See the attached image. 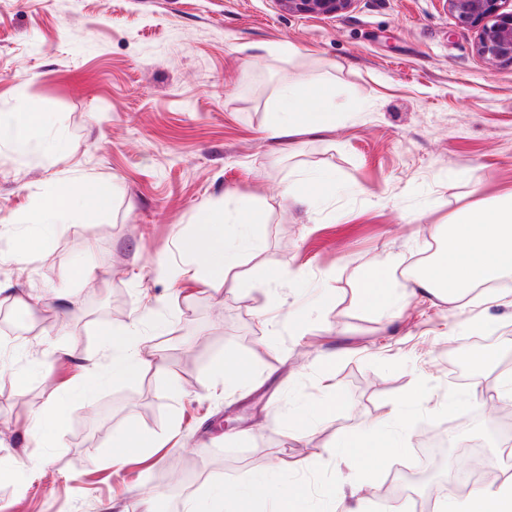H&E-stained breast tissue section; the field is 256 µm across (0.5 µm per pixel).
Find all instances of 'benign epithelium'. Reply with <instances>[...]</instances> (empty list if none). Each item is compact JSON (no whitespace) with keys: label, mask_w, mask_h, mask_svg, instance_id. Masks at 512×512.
<instances>
[{"label":"benign epithelium","mask_w":512,"mask_h":512,"mask_svg":"<svg viewBox=\"0 0 512 512\" xmlns=\"http://www.w3.org/2000/svg\"><path fill=\"white\" fill-rule=\"evenodd\" d=\"M286 10L303 15H335L354 0H277ZM457 24L474 32L476 54L491 66L512 65V0H446Z\"/></svg>","instance_id":"obj_1"}]
</instances>
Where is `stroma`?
<instances>
[{
    "label": "stroma",
    "mask_w": 512,
    "mask_h": 512,
    "mask_svg": "<svg viewBox=\"0 0 512 512\" xmlns=\"http://www.w3.org/2000/svg\"><path fill=\"white\" fill-rule=\"evenodd\" d=\"M473 44L445 0L328 16L277 0H0V113L24 98L68 141L53 154L0 140V314L29 324L21 335L0 317V512H147L196 470L173 512H214L220 479L284 487L278 512H330L354 487L372 512L425 429L499 458L502 423L471 405L497 374L456 382L452 347L491 338L512 368V279L495 302L420 296L392 320L362 291L388 257L418 272L458 212L512 194V66L488 68ZM308 75L335 84V126L269 139L276 88ZM298 170L336 185L310 184L316 203L294 206ZM78 177L110 184L109 207L87 203L48 259L19 261L42 231L18 216ZM228 194L261 202L260 249L207 283L160 274L184 266L198 215ZM135 319L157 354L113 374L107 336ZM228 359L249 375L230 395ZM391 401L408 433L395 449L367 428ZM50 402L61 422L31 428Z\"/></svg>",
    "instance_id": "35a3bbf8"
}]
</instances>
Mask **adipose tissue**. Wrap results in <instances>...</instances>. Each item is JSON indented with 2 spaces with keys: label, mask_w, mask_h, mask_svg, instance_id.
I'll list each match as a JSON object with an SVG mask.
<instances>
[{
  "label": "adipose tissue",
  "mask_w": 512,
  "mask_h": 512,
  "mask_svg": "<svg viewBox=\"0 0 512 512\" xmlns=\"http://www.w3.org/2000/svg\"><path fill=\"white\" fill-rule=\"evenodd\" d=\"M335 122L336 92L332 84L317 79L295 80L278 88L268 131L272 138L289 139L300 133L329 130ZM0 139L10 140L21 149L47 145L61 150L66 146L63 133H48L43 113L23 99L0 114ZM110 196V186L103 182L88 194L79 186L52 188L19 221L50 233L77 218L85 200L103 208ZM261 212L259 203L228 196L223 206L200 215L198 241L207 256L206 273L231 269L244 253L260 246L256 226ZM511 276L512 199L492 206H472L452 218L437 257L414 279L411 288L389 289L380 308L392 318L410 297L439 295L453 303L480 284ZM109 346L116 373L130 375L148 367L138 325L113 335ZM449 512H512V481L477 488L468 497L451 503Z\"/></svg>",
  "instance_id": "adipose-tissue-1"
}]
</instances>
